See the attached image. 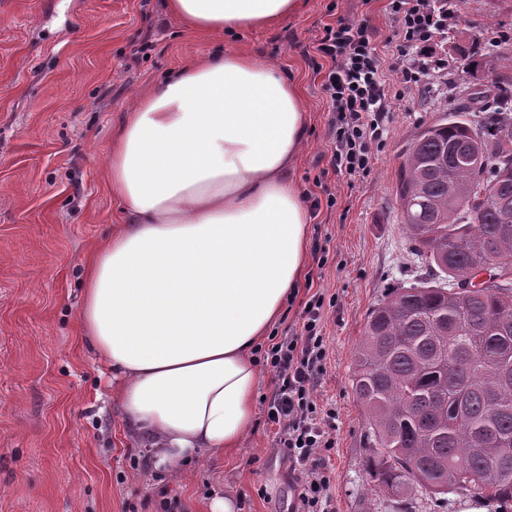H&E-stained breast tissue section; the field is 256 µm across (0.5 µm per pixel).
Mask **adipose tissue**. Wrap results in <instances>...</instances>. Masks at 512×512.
Here are the masks:
<instances>
[{
  "label": "adipose tissue",
  "mask_w": 512,
  "mask_h": 512,
  "mask_svg": "<svg viewBox=\"0 0 512 512\" xmlns=\"http://www.w3.org/2000/svg\"><path fill=\"white\" fill-rule=\"evenodd\" d=\"M304 0H167L185 30L276 28ZM296 85L248 53L173 69L128 112L109 159L118 225L86 267L85 338L156 466L239 448L255 350L304 272L310 212L290 177Z\"/></svg>",
  "instance_id": "obj_1"
}]
</instances>
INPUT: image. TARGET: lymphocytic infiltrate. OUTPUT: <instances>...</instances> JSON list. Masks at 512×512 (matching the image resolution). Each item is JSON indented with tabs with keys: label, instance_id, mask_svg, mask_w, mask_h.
<instances>
[{
	"label": "lymphocytic infiltrate",
	"instance_id": "obj_1",
	"mask_svg": "<svg viewBox=\"0 0 512 512\" xmlns=\"http://www.w3.org/2000/svg\"><path fill=\"white\" fill-rule=\"evenodd\" d=\"M389 9L398 22L392 54L403 78L444 75L448 60L436 48L460 21L454 0H390ZM316 51L329 63L321 80L330 112L329 164L354 181L371 169L372 144L382 137L391 106L384 60L367 24L345 17L326 26ZM322 317L323 297L316 292L306 302L299 326L288 328L266 353L275 380L266 420L298 469L296 512H319L330 491L322 452L332 441L313 398L328 356Z\"/></svg>",
	"mask_w": 512,
	"mask_h": 512
}]
</instances>
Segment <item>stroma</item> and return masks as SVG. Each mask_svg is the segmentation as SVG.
<instances>
[{
  "mask_svg": "<svg viewBox=\"0 0 512 512\" xmlns=\"http://www.w3.org/2000/svg\"><path fill=\"white\" fill-rule=\"evenodd\" d=\"M388 0H307L275 30L225 37L183 31L166 0H0V512H207L216 496L239 512H294L296 474L266 422L272 372L260 369L254 424L237 451L200 457L182 479L134 468L144 455L118 413L79 311L86 264L121 223L107 160L118 125L182 60L224 47L251 53L297 86L308 134L292 176L320 207L311 215L302 283L271 333L324 295L326 371L315 395L335 413L323 454L331 512H404L375 490L353 362L369 309L426 274L402 232L399 153L419 124L490 92L500 51L512 49V0H459L461 22L439 46L446 81L405 82L385 62L391 109L370 172L347 183L329 166L328 121L315 50L337 16L367 21L378 42L396 28ZM482 41L474 75L457 63Z\"/></svg>",
  "mask_w": 512,
  "mask_h": 512,
  "instance_id": "obj_1",
  "label": "stroma"
}]
</instances>
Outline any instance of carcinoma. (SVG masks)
I'll list each match as a JSON object with an SVG mask.
<instances>
[{
  "mask_svg": "<svg viewBox=\"0 0 512 512\" xmlns=\"http://www.w3.org/2000/svg\"><path fill=\"white\" fill-rule=\"evenodd\" d=\"M500 62L497 110L422 125L402 151V228L428 278L371 308L353 363L374 478L412 509L463 490L512 496V52ZM461 145L478 165L455 161Z\"/></svg>",
  "mask_w": 512,
  "mask_h": 512,
  "instance_id": "cac0c4a2",
  "label": "carcinoma"
}]
</instances>
